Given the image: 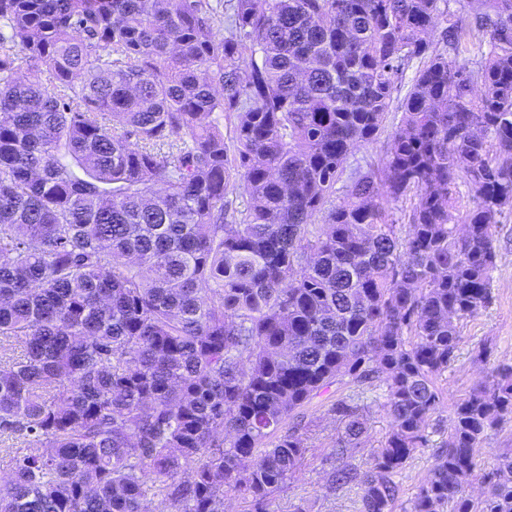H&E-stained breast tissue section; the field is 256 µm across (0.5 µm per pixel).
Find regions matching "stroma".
<instances>
[{
	"label": "stroma",
	"instance_id": "35a3bbf8",
	"mask_svg": "<svg viewBox=\"0 0 512 512\" xmlns=\"http://www.w3.org/2000/svg\"><path fill=\"white\" fill-rule=\"evenodd\" d=\"M496 246L498 261L492 273L491 302L478 315L462 322L457 359L435 380L444 394L446 405L435 415L428 430V448L415 454L395 478L398 485L397 512H408L419 484L432 465L435 449L447 441L452 404L464 398L487 371L486 366L472 363V350L488 341L494 346V360H512V212L503 218L497 229ZM385 390V384L379 383L364 395L363 418L367 433L360 447L354 449L348 458L354 466H366L391 430L392 420L385 407ZM342 392V386H332L316 397L308 408L301 430L308 446L305 459L299 473L287 490L275 497L268 512H358L357 490L333 492L327 488L332 467L329 452L343 433L342 426L328 415L327 409Z\"/></svg>",
	"mask_w": 512,
	"mask_h": 512
}]
</instances>
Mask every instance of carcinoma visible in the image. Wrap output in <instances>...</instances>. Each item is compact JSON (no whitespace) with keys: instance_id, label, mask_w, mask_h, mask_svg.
Masks as SVG:
<instances>
[{"instance_id":"1","label":"carcinoma","mask_w":512,"mask_h":512,"mask_svg":"<svg viewBox=\"0 0 512 512\" xmlns=\"http://www.w3.org/2000/svg\"><path fill=\"white\" fill-rule=\"evenodd\" d=\"M449 2L0 0V353L23 355L0 356V512H224L229 490L267 512L307 452L293 419L335 384L328 486L394 512L512 210V0ZM377 382L393 430L359 468ZM509 418L502 361L410 512H512V456L469 493ZM397 100L393 102L392 111L388 114L387 121L385 123V129L379 134L378 139L369 145L361 146L354 150L352 155L347 160L346 172L343 176V180L346 179L350 171L356 167H362L366 165V162L371 159L378 160L385 152L388 143V136L394 130V127L398 123L401 113L395 112L397 106ZM483 449L479 453V476L469 488L473 498L479 499L484 489L481 476L491 471L497 462L499 455L512 454V419H508L488 433L483 442Z\"/></svg>"}]
</instances>
